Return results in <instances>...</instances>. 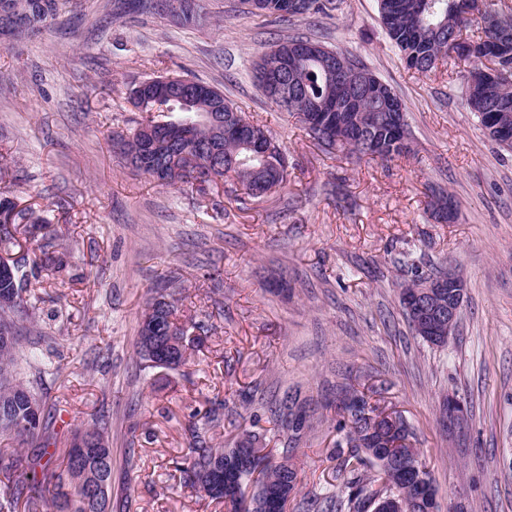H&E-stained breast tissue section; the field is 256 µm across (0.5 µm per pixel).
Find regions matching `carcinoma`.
Instances as JSON below:
<instances>
[{
  "label": "carcinoma",
  "mask_w": 512,
  "mask_h": 512,
  "mask_svg": "<svg viewBox=\"0 0 512 512\" xmlns=\"http://www.w3.org/2000/svg\"><path fill=\"white\" fill-rule=\"evenodd\" d=\"M27 8L21 13L0 15V28L8 30L14 39L31 38L51 27L61 16L67 0H24ZM135 6L168 16L176 24L199 25L205 16L197 8L196 0H137ZM338 0H309L304 15H328L338 9ZM465 0H378V11L390 41L405 57L417 61V72L426 74L438 69L437 61L454 58L465 60L468 69L461 73L465 84L466 104L475 113L481 126L500 147L512 151V8L498 10L495 0H485L478 14L466 11ZM294 56L288 75V96L277 100L273 91L265 86L263 71L272 59L282 52ZM365 74L378 80L356 56L329 49L306 37H293L264 54L254 67V82L263 95L281 110L297 118L307 134L328 153L346 151L370 159H392L410 153V130L406 114L395 113L379 101H368L363 108L352 113H334L337 122L321 128L307 125L306 118H315L337 102L341 78L356 80ZM200 88L215 101L224 104V111L214 113L219 121L232 122L242 129L241 136L223 133L222 127L212 126L203 112H185L167 99L147 102L143 112H175V121H190L192 136L174 148L158 154L156 163L169 174L168 186L185 183L178 170L192 159L204 158L202 147L217 150L215 163L224 166V178L233 179L249 197L260 199L288 182V164L284 152L262 126L247 119L219 90L202 84ZM121 156L134 170L152 175L150 158H139L142 134L133 129L127 136H119ZM428 206L439 219L454 218V207L448 192L442 187L431 189ZM0 241L12 240L8 225L14 224L20 213L15 203L0 196ZM40 265L30 272L22 265L13 267V276L0 280V435L17 447H29L31 453L16 457L8 463L0 459V512H17L21 497H26L27 512H110L112 490V448L107 436L108 425L102 419L77 424L72 441L83 439L92 444L80 463L81 468L97 473L105 485L101 498L75 481L73 452H68L65 467L51 466L48 455V430L51 410L23 383L16 380L14 367L19 346L18 321L28 317L34 304L26 297L28 276H37L44 269L63 268V264L47 249H42ZM161 313L156 335L163 336L181 321L175 302L159 294L152 298L141 322L135 353L145 366L158 370H177L189 360V350L199 347L197 337L181 335V344L175 348L174 360L162 365L144 350L150 340L146 323L152 313ZM383 413L377 403L364 392L352 386L341 389L336 398V425L338 433L345 434L353 443V451L344 459L341 470L346 473L344 487L348 490L344 507L348 512H366L372 505L388 498L405 502L407 512H421L416 503L418 484L416 475L410 474L400 481L389 473L384 455L385 448L370 444L371 435L366 414ZM270 417L288 433V447L276 460L271 453L255 458L250 470L240 469L235 460L224 459V449L201 446L190 449L181 457L180 471L184 482L214 502L221 497L208 492L211 481L217 478L213 462L237 472L239 496L224 503L227 512H251L254 501L268 502L270 496L283 489L295 491L298 485L296 465L288 453L300 443L304 430L309 427L310 415L297 398L289 396L270 407ZM378 468L382 487H375L376 479L366 476L361 467L365 460ZM19 469L30 470L28 477L31 493L23 495L20 481L14 478Z\"/></svg>",
  "instance_id": "carcinoma-1"
}]
</instances>
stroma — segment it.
Listing matches in <instances>:
<instances>
[{"label": "stroma", "mask_w": 512, "mask_h": 512, "mask_svg": "<svg viewBox=\"0 0 512 512\" xmlns=\"http://www.w3.org/2000/svg\"><path fill=\"white\" fill-rule=\"evenodd\" d=\"M205 27L160 15L112 16V0H71L55 26L0 38V189L54 224L65 267L41 272L22 329L17 377L54 415L49 453L63 466L74 424L111 414L112 512H224L185 486L177 456L194 414L223 405L206 444L243 430L282 447L259 400L300 389L316 408L293 452L290 512H337L339 389L353 385L401 411L439 493L455 512H512V152L486 138L456 67L408 69L376 0L331 16L265 23L242 0H197ZM307 36L357 56L403 102L411 152L388 160L326 153L257 89L253 68L274 45ZM175 73L221 90L288 153V183L242 200L233 180L165 187L126 165L112 137L144 118L134 83ZM440 185L457 218L426 212ZM465 281L445 346L411 334L399 296L409 264ZM200 321L188 365L139 367L138 330L156 289ZM52 372L41 375L43 367ZM453 397L462 422L444 425Z\"/></svg>", "instance_id": "35a3bbf8"}]
</instances>
